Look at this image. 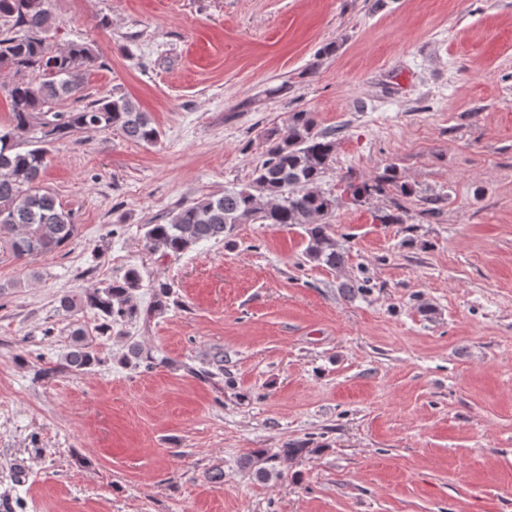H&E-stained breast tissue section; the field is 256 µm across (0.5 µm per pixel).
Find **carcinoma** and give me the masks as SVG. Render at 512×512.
I'll return each mask as SVG.
<instances>
[{
	"label": "carcinoma",
	"mask_w": 512,
	"mask_h": 512,
	"mask_svg": "<svg viewBox=\"0 0 512 512\" xmlns=\"http://www.w3.org/2000/svg\"><path fill=\"white\" fill-rule=\"evenodd\" d=\"M0 20V69L15 77L6 86L10 125L0 128V245H7L18 259H31L62 247L77 230L72 214L40 187L53 142L83 130L117 128L133 141L154 145L161 132L126 95L94 100L67 112L55 110L64 99L82 98L86 72L96 57L84 43L51 48L56 18L46 0H0ZM29 73L40 74V80L27 78ZM264 143V160L249 184L182 205L164 224L144 225L145 247L153 253L179 255L202 242L224 241L239 224L292 226L304 231L308 262L343 268L345 252L329 223L336 198L320 188L335 156L336 133L319 129L315 113L301 110L289 115L284 131L264 135ZM388 186L407 193L393 175L371 184L350 181L346 191L360 202L386 192ZM142 281L140 269L132 267L121 280L91 292L63 294L59 304L67 312L96 311L107 332L138 317L132 299ZM99 362L85 330L73 327L60 368L81 373Z\"/></svg>",
	"instance_id": "cac0c4a2"
}]
</instances>
